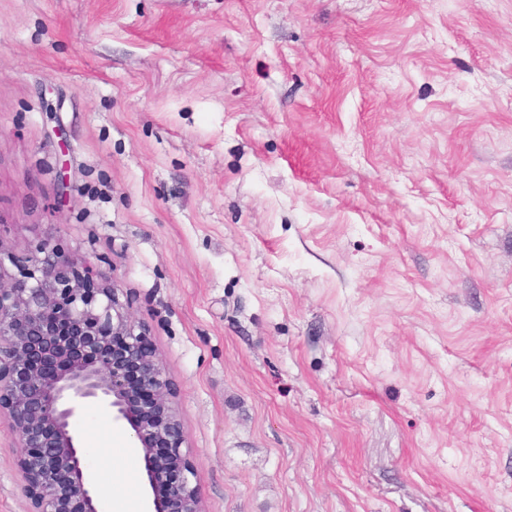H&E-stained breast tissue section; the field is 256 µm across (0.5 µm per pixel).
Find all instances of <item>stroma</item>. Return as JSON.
I'll return each mask as SVG.
<instances>
[{
    "label": "stroma",
    "mask_w": 512,
    "mask_h": 512,
    "mask_svg": "<svg viewBox=\"0 0 512 512\" xmlns=\"http://www.w3.org/2000/svg\"><path fill=\"white\" fill-rule=\"evenodd\" d=\"M0 227L105 259L207 512H512V0H0Z\"/></svg>",
    "instance_id": "obj_1"
}]
</instances>
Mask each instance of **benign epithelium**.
Returning <instances> with one entry per match:
<instances>
[{"instance_id":"benign-epithelium-1","label":"benign epithelium","mask_w":512,"mask_h":512,"mask_svg":"<svg viewBox=\"0 0 512 512\" xmlns=\"http://www.w3.org/2000/svg\"><path fill=\"white\" fill-rule=\"evenodd\" d=\"M178 398L111 269L57 246L14 254L0 240V417L20 448L28 512H104L74 427L91 408L131 432L148 512H205Z\"/></svg>"}]
</instances>
